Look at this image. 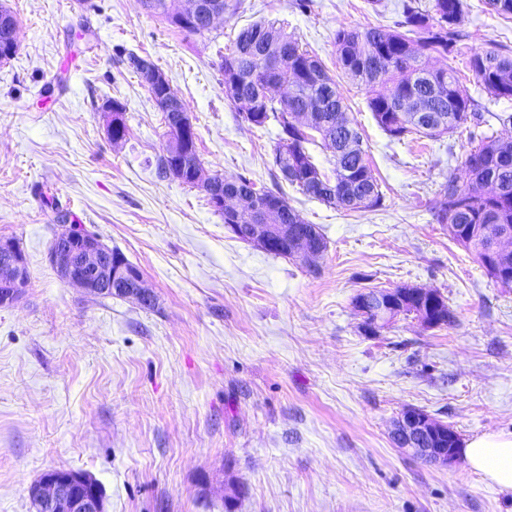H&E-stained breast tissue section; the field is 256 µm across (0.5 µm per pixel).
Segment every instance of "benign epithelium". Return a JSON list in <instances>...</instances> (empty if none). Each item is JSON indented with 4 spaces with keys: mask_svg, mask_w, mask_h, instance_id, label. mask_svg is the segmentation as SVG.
<instances>
[{
    "mask_svg": "<svg viewBox=\"0 0 512 512\" xmlns=\"http://www.w3.org/2000/svg\"><path fill=\"white\" fill-rule=\"evenodd\" d=\"M184 26L205 29L224 19L222 0H185L180 14ZM143 81L152 93L160 94L166 108L180 113L177 136L168 143L176 155L196 137L188 108L172 91L164 72L149 67ZM193 179L224 215V229L234 238L257 247L269 249L276 244L287 246L286 256L301 258L313 265L324 253L321 244L308 238H292L290 224H271L276 206L267 197L246 196L230 180L221 184L196 170ZM484 235L492 247L483 258L486 265L499 262V255L512 251V233L495 224H487ZM106 246L91 232L76 224H58L57 247L50 252V261L71 285L89 294H97L104 284L119 285L127 296L140 305L153 299L144 287L143 277L119 259L106 261ZM28 273L24 256L14 246L0 243V306L15 304L25 292ZM421 301L418 316L422 324L433 328L443 324L442 296L430 289H378L358 302L357 311L366 322V331L376 334L404 314L407 295ZM390 436L396 447L440 466L459 460V435L451 427L440 425L426 413L414 408L401 411L394 421ZM28 494L36 512H106V498L101 484L80 470H58L43 473L34 481Z\"/></svg>",
    "mask_w": 512,
    "mask_h": 512,
    "instance_id": "obj_1",
    "label": "benign epithelium"
}]
</instances>
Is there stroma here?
<instances>
[{
    "mask_svg": "<svg viewBox=\"0 0 512 512\" xmlns=\"http://www.w3.org/2000/svg\"><path fill=\"white\" fill-rule=\"evenodd\" d=\"M384 2L313 0L302 13L245 0L200 37L142 0H0L18 20L17 51L0 61V242L29 273L22 299L0 306V512H35L29 485L59 468L96 478L107 512H512V491L467 459L438 467L390 440L408 407L464 441L512 434V284L431 214L496 114L512 113L468 65L490 44L512 52V19L465 0L450 63L484 124L393 142L333 46L338 28L393 25L402 0ZM260 19L285 23L335 78L381 208L350 212L275 182L279 128L244 123L219 69V50ZM131 52L186 103L209 173L280 185L320 228L316 266L231 237L204 191L158 176L166 127ZM112 101L128 127L119 144ZM62 211L140 270L154 307L61 279L50 249ZM404 284L439 292L453 324L402 316L365 333L354 297Z\"/></svg>",
    "mask_w": 512,
    "mask_h": 512,
    "instance_id": "1",
    "label": "stroma"
}]
</instances>
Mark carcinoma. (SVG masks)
<instances>
[{"mask_svg": "<svg viewBox=\"0 0 512 512\" xmlns=\"http://www.w3.org/2000/svg\"><path fill=\"white\" fill-rule=\"evenodd\" d=\"M146 6L175 24L179 0H145ZM464 0H432L422 9L417 0L402 3L401 18L392 27L360 30L341 27L336 30V64L361 85L384 92L373 93L367 100L378 126L393 140L409 135L437 139L468 123L483 122L476 111L475 99L460 85L455 70L448 65V55L461 41L458 28ZM10 24L0 27V60L14 53V15L1 8ZM435 55L440 66L424 67L422 57ZM469 68L485 87L499 98L512 99V54L500 47L480 49L469 58ZM224 70V96L238 115H253L257 127L275 121L280 127L273 156L280 167L293 171L288 183L304 195L351 211H371L383 204V194L366 159L361 135L348 116V106L336 80L320 59L304 48L297 38L275 21L260 20L242 28L232 41L229 52L221 56ZM298 90L288 102L268 96L270 81L291 84ZM416 96L434 115L433 124H423L406 111L398 110L399 101ZM314 105L322 121L306 127L290 120L291 112ZM499 128L480 138L464 158L467 179L450 175L440 185V204L433 216L440 224H463L465 231L450 236L469 252L476 262L490 249L491 242L481 231L484 224H499L512 231V158L503 156V145H512V115L497 116ZM321 142L332 150L334 177L324 173L314 161L308 146ZM178 160L186 174L202 166L196 146L187 148ZM495 184L499 191L487 187ZM260 191L274 199L276 224H299L301 231L320 235L316 225L306 222L288 204L280 192L267 187ZM491 278L507 283L512 280V256L506 255L499 268H484Z\"/></svg>", "mask_w": 512, "mask_h": 512, "instance_id": "obj_1", "label": "carcinoma"}]
</instances>
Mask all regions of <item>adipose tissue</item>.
I'll return each mask as SVG.
<instances>
[{"label": "adipose tissue", "mask_w": 512, "mask_h": 512, "mask_svg": "<svg viewBox=\"0 0 512 512\" xmlns=\"http://www.w3.org/2000/svg\"><path fill=\"white\" fill-rule=\"evenodd\" d=\"M464 454L473 470L504 490H512V434L490 433L468 441Z\"/></svg>", "instance_id": "1"}]
</instances>
